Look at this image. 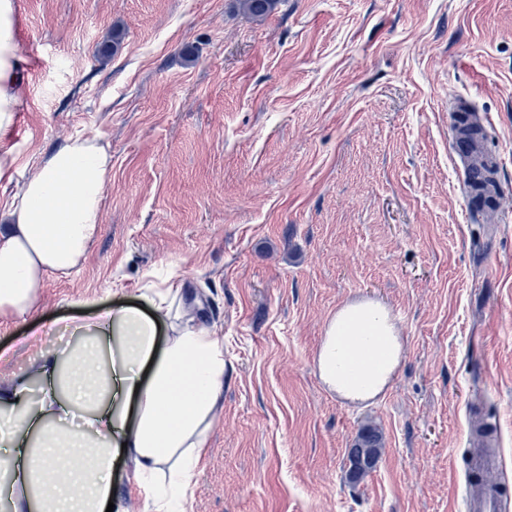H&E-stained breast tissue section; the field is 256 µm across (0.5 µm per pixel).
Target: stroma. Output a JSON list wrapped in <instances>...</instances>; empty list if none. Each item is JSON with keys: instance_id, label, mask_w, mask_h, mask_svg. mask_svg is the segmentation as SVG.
Segmentation results:
<instances>
[{"instance_id": "35a3bbf8", "label": "stroma", "mask_w": 512, "mask_h": 512, "mask_svg": "<svg viewBox=\"0 0 512 512\" xmlns=\"http://www.w3.org/2000/svg\"><path fill=\"white\" fill-rule=\"evenodd\" d=\"M20 104L10 201L64 138L112 156L102 228L37 318L0 327V376L55 321L138 297L197 296L224 336V389L190 512H458L470 410L512 486V0H16ZM124 37L101 58L113 29ZM488 114L497 219L474 218L451 150L453 98ZM397 319L404 359L360 406L317 351L336 309ZM381 435L358 483L348 451ZM123 512H148L116 462Z\"/></svg>"}]
</instances>
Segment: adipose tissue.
Here are the masks:
<instances>
[{
    "mask_svg": "<svg viewBox=\"0 0 512 512\" xmlns=\"http://www.w3.org/2000/svg\"><path fill=\"white\" fill-rule=\"evenodd\" d=\"M16 7L0 0V135L19 103ZM112 160L71 137L15 194L0 224V322L39 309L45 276L68 275L101 230ZM72 341L0 378V502L9 512H106L117 460L153 512H181L224 387V340L179 293L149 289L71 328ZM404 354L391 310L339 307L317 352L323 385L351 402L390 387Z\"/></svg>",
    "mask_w": 512,
    "mask_h": 512,
    "instance_id": "1",
    "label": "adipose tissue"
}]
</instances>
